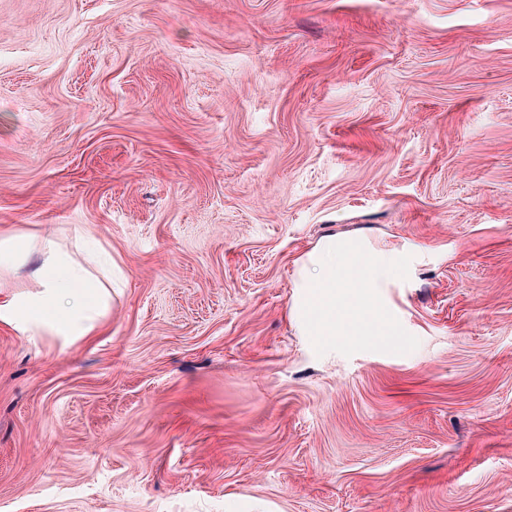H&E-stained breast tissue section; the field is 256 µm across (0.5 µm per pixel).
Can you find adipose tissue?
Wrapping results in <instances>:
<instances>
[{
  "mask_svg": "<svg viewBox=\"0 0 512 512\" xmlns=\"http://www.w3.org/2000/svg\"><path fill=\"white\" fill-rule=\"evenodd\" d=\"M92 253L74 257L50 235L0 234V275L26 271L35 292L0 289V322L74 344L95 334L112 299L111 275Z\"/></svg>",
  "mask_w": 512,
  "mask_h": 512,
  "instance_id": "adipose-tissue-1",
  "label": "adipose tissue"
}]
</instances>
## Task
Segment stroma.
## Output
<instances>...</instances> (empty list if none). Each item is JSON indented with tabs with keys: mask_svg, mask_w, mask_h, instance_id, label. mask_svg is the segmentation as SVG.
Returning <instances> with one entry per match:
<instances>
[{
	"mask_svg": "<svg viewBox=\"0 0 512 512\" xmlns=\"http://www.w3.org/2000/svg\"><path fill=\"white\" fill-rule=\"evenodd\" d=\"M87 225L96 336L0 323V512H512V0H0V229ZM411 255V353L289 318Z\"/></svg>",
	"mask_w": 512,
	"mask_h": 512,
	"instance_id": "35a3bbf8",
	"label": "stroma"
}]
</instances>
